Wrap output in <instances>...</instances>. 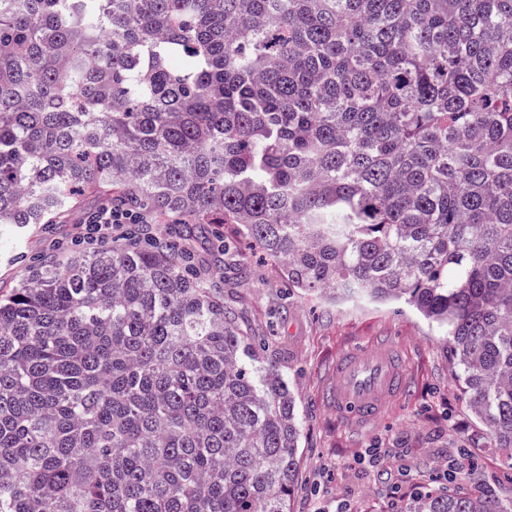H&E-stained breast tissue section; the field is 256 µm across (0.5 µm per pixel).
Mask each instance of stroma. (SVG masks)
Segmentation results:
<instances>
[{"instance_id":"obj_1","label":"stroma","mask_w":512,"mask_h":512,"mask_svg":"<svg viewBox=\"0 0 512 512\" xmlns=\"http://www.w3.org/2000/svg\"><path fill=\"white\" fill-rule=\"evenodd\" d=\"M97 205L85 199L62 224L23 231L0 225V295L17 285L27 263L70 251L74 224ZM224 237L247 270L244 281L225 279L224 303L250 336L266 342L296 397L301 439L292 512H403L419 487H447L452 462L470 471L473 489L512 503V470L499 449L487 447L445 337L403 304L299 297L238 225H225ZM379 339L402 351L410 388L357 428L336 415L323 392L341 353Z\"/></svg>"}]
</instances>
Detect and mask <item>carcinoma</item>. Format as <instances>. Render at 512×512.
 Wrapping results in <instances>:
<instances>
[{
	"mask_svg": "<svg viewBox=\"0 0 512 512\" xmlns=\"http://www.w3.org/2000/svg\"><path fill=\"white\" fill-rule=\"evenodd\" d=\"M0 0V225L162 215L0 298V512H290L288 380L226 224L448 338L512 468V0ZM406 512H512L422 488Z\"/></svg>",
	"mask_w": 512,
	"mask_h": 512,
	"instance_id": "cac0c4a2",
	"label": "carcinoma"
}]
</instances>
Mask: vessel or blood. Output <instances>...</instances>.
Segmentation results:
<instances>
[{"label":"vessel or blood","mask_w":512,"mask_h":512,"mask_svg":"<svg viewBox=\"0 0 512 512\" xmlns=\"http://www.w3.org/2000/svg\"><path fill=\"white\" fill-rule=\"evenodd\" d=\"M407 378L399 351L376 343L336 359V379L327 392L330 404L350 419L374 421L394 399L404 395Z\"/></svg>","instance_id":"vessel-or-blood-1"}]
</instances>
